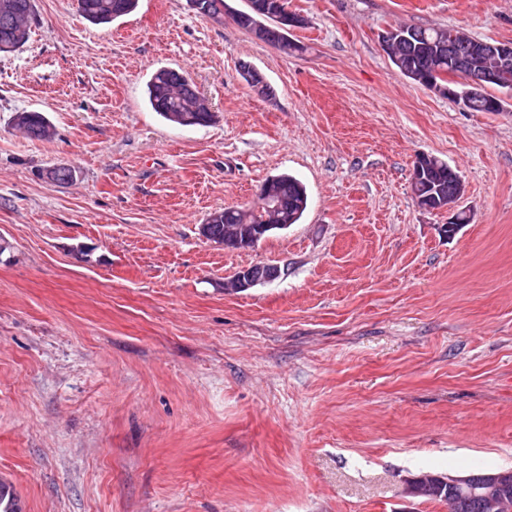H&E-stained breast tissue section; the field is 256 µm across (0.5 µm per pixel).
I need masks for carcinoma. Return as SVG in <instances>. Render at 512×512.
Returning <instances> with one entry per match:
<instances>
[{"mask_svg":"<svg viewBox=\"0 0 512 512\" xmlns=\"http://www.w3.org/2000/svg\"><path fill=\"white\" fill-rule=\"evenodd\" d=\"M196 14L217 19L224 15L226 0H196ZM138 0H78L79 14L93 24L110 23L133 12ZM33 16V0H0V45L12 49L21 47L15 41V33L30 34ZM397 43L387 51L388 58L399 73L405 77L421 71H435L447 76H457L462 68H494L499 82L492 87L512 88V58L499 62L493 57L485 60L474 55L471 48L474 38L457 30L446 28H422L398 26ZM271 44L286 55L301 50V46L290 38V34L273 26ZM194 84L188 76L173 68L155 71L148 83V103L166 121L177 126H205L211 122L209 113L200 111L193 100ZM463 106L471 112L491 111L493 94L484 90L471 94L468 88L461 90ZM14 128L32 140L51 136V125L40 112H19L14 118ZM421 191L433 192L442 199L452 198L458 186L457 173L448 163L433 156L428 162ZM280 210L288 214V221L296 224L308 206L304 185L289 174L278 175ZM242 223L240 209L224 207L214 211L203 224L205 238L229 249L236 248L231 239V229ZM487 472L476 471L466 475V482L457 492L448 491V476L439 473H423L416 486L415 498L423 501H438L448 504L449 512H512V485L498 491V498L490 502L485 494ZM0 512H22L20 502L11 486L0 481Z\"/></svg>","mask_w":512,"mask_h":512,"instance_id":"cac0c4a2","label":"carcinoma"}]
</instances>
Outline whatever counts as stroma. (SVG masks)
I'll return each instance as SVG.
<instances>
[{"instance_id":"35a3bbf8","label":"stroma","mask_w":512,"mask_h":512,"mask_svg":"<svg viewBox=\"0 0 512 512\" xmlns=\"http://www.w3.org/2000/svg\"><path fill=\"white\" fill-rule=\"evenodd\" d=\"M288 6L294 56L187 0L107 25L34 0L29 41L0 52V480L23 512H448L406 479L512 469V95L467 111L379 41L512 42V0ZM161 67L213 123L151 110ZM25 110L52 137L17 134ZM423 154L465 183L453 236L411 196ZM58 165L73 181L46 179ZM282 173L299 223L246 252L201 235ZM257 263L279 278L228 288Z\"/></svg>"}]
</instances>
